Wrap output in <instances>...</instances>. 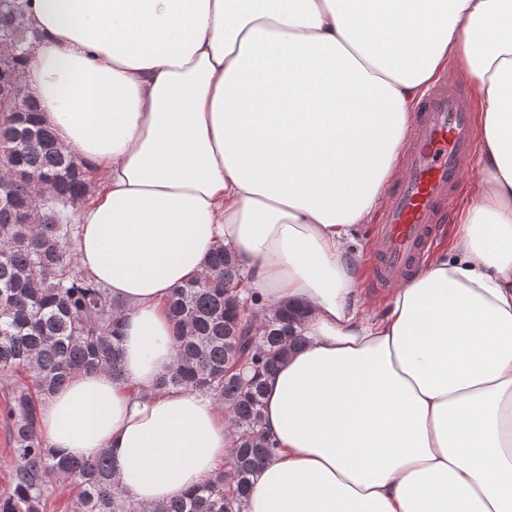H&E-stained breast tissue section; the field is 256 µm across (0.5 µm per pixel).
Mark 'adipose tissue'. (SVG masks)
Returning a JSON list of instances; mask_svg holds the SVG:
<instances>
[{"label":"adipose tissue","mask_w":512,"mask_h":512,"mask_svg":"<svg viewBox=\"0 0 512 512\" xmlns=\"http://www.w3.org/2000/svg\"><path fill=\"white\" fill-rule=\"evenodd\" d=\"M25 24L36 118L93 184L79 264L125 306L122 380L48 396V446L107 453L143 504L224 464L229 411L155 389L168 301L221 244L303 313L243 512H512V0H31ZM444 74L476 87L479 202L368 315L353 246Z\"/></svg>","instance_id":"adipose-tissue-1"}]
</instances>
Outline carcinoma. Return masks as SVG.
I'll return each instance as SVG.
<instances>
[{
  "mask_svg": "<svg viewBox=\"0 0 512 512\" xmlns=\"http://www.w3.org/2000/svg\"><path fill=\"white\" fill-rule=\"evenodd\" d=\"M30 0H0V30L22 49L37 42L21 27ZM22 112L0 121V165L13 174L9 195L0 202V378L19 369L34 375L35 388L7 392L6 422L14 458L13 490L0 497V512H43L49 488L70 480L79 489L81 512H241L263 461L271 452L262 431L264 381L302 341L300 315L286 305L258 307L242 297L245 276L224 246L205 261L204 285L194 280L175 289L168 304L177 360L157 389L209 393L231 413L236 432L228 468L195 489L166 502L135 503L119 490L109 458L58 456L47 449L38 427L42 401L77 372L107 370L122 378L120 320L124 307L113 302L89 276L73 271L69 247L76 245L77 209L90 182L52 131L31 120L35 104L20 99ZM44 178L51 193L73 207L63 223L55 208L40 203L28 184Z\"/></svg>",
  "mask_w": 512,
  "mask_h": 512,
  "instance_id": "1",
  "label": "carcinoma"
}]
</instances>
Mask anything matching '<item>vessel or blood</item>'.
<instances>
[{
    "label": "vessel or blood",
    "instance_id": "1",
    "mask_svg": "<svg viewBox=\"0 0 512 512\" xmlns=\"http://www.w3.org/2000/svg\"><path fill=\"white\" fill-rule=\"evenodd\" d=\"M472 116L456 86L433 87L419 107L395 188L373 235L377 247L373 287L406 280L418 266L452 192L472 166Z\"/></svg>",
    "mask_w": 512,
    "mask_h": 512
}]
</instances>
